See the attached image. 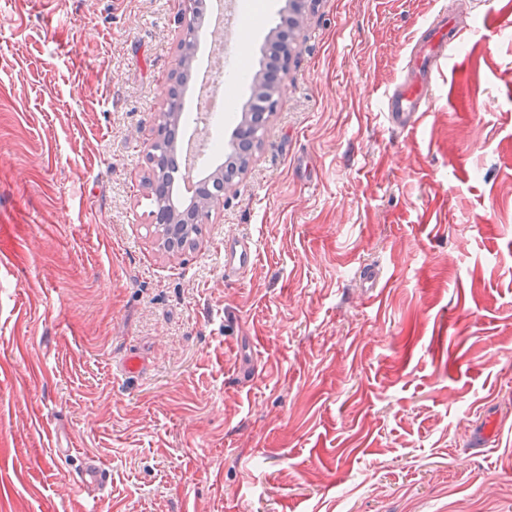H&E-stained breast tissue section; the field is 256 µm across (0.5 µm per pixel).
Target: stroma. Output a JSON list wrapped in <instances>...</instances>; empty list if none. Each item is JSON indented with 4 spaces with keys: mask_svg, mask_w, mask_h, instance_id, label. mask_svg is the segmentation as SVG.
<instances>
[{
    "mask_svg": "<svg viewBox=\"0 0 512 512\" xmlns=\"http://www.w3.org/2000/svg\"><path fill=\"white\" fill-rule=\"evenodd\" d=\"M230 2L261 22L227 141L285 7ZM304 9L262 147L173 255L147 180L177 0H0V512H512V0ZM441 9L471 33L394 129ZM254 262V252L249 241L245 239L224 246V274L237 275L244 272ZM110 473L106 465L98 458L86 455L72 485L82 492L98 488L109 480Z\"/></svg>",
    "mask_w": 512,
    "mask_h": 512,
    "instance_id": "obj_1",
    "label": "stroma"
}]
</instances>
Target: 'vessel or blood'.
<instances>
[{
    "label": "vessel or blood",
    "instance_id": "obj_1",
    "mask_svg": "<svg viewBox=\"0 0 512 512\" xmlns=\"http://www.w3.org/2000/svg\"><path fill=\"white\" fill-rule=\"evenodd\" d=\"M447 11H438L424 26L420 47L412 51L405 63L402 80L385 98V114L390 124L401 129L417 126L429 110L433 89L442 61L468 34ZM254 262L249 241L240 239L224 248V273L236 275ZM110 477L106 465L98 458L85 456L72 484L80 491L104 485Z\"/></svg>",
    "mask_w": 512,
    "mask_h": 512
}]
</instances>
